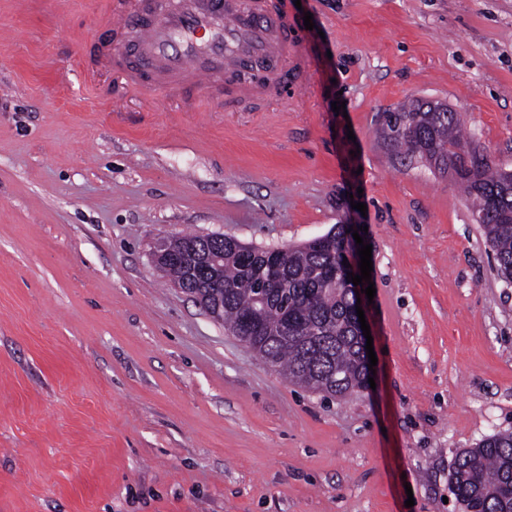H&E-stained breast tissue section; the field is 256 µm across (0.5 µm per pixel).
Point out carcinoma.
I'll return each instance as SVG.
<instances>
[{"label":"carcinoma","instance_id":"1","mask_svg":"<svg viewBox=\"0 0 512 512\" xmlns=\"http://www.w3.org/2000/svg\"><path fill=\"white\" fill-rule=\"evenodd\" d=\"M380 137L402 162L445 172L459 161L453 182L472 201L497 277L512 285V171L498 168L463 136L461 113L401 105L385 113ZM346 228L338 224L288 247L277 288L267 287L264 251H246L230 237L177 236L171 242L177 256L161 269L201 305L220 304L217 319L225 329L291 383L345 399L367 389L369 377L352 316L355 299L341 275L354 243ZM450 485L465 512H512V431L457 454Z\"/></svg>","mask_w":512,"mask_h":512}]
</instances>
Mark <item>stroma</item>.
I'll use <instances>...</instances> for the list:
<instances>
[{"instance_id": "35a3bbf8", "label": "stroma", "mask_w": 512, "mask_h": 512, "mask_svg": "<svg viewBox=\"0 0 512 512\" xmlns=\"http://www.w3.org/2000/svg\"><path fill=\"white\" fill-rule=\"evenodd\" d=\"M277 2L304 56L285 102L133 88L100 63L110 0H0V512H464L456 454L512 430V286L462 192L377 133L444 102L512 170V0ZM336 224L365 227L376 289V387L347 401L154 261Z\"/></svg>"}]
</instances>
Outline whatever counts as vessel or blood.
<instances>
[{
    "label": "vessel or blood",
    "instance_id": "vessel-or-blood-1",
    "mask_svg": "<svg viewBox=\"0 0 512 512\" xmlns=\"http://www.w3.org/2000/svg\"><path fill=\"white\" fill-rule=\"evenodd\" d=\"M106 23L130 36L129 50L116 59L138 87L211 89L222 82L225 61L245 72L258 62L271 69L298 48L284 14L268 12L262 0H120ZM300 89L275 77L241 87L283 97Z\"/></svg>",
    "mask_w": 512,
    "mask_h": 512
}]
</instances>
